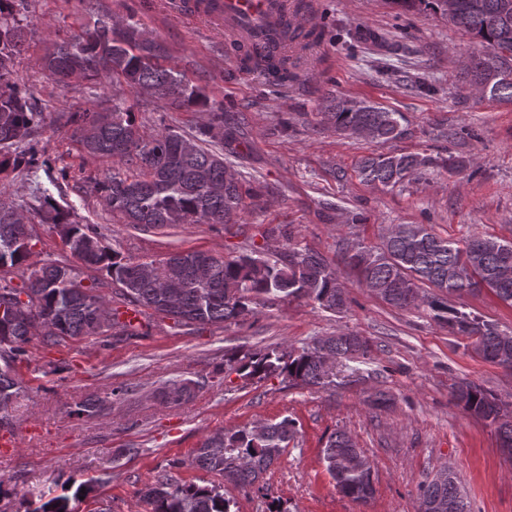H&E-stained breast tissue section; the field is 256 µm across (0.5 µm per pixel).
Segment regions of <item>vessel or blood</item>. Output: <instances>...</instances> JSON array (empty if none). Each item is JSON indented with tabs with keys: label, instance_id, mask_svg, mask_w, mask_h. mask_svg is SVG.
<instances>
[{
	"label": "vessel or blood",
	"instance_id": "vessel-or-blood-1",
	"mask_svg": "<svg viewBox=\"0 0 512 512\" xmlns=\"http://www.w3.org/2000/svg\"><path fill=\"white\" fill-rule=\"evenodd\" d=\"M180 12L204 15L224 24L227 42L237 43L253 54L276 57L288 41L284 22L288 0H176Z\"/></svg>",
	"mask_w": 512,
	"mask_h": 512
}]
</instances>
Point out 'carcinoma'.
Masks as SVG:
<instances>
[{
  "label": "carcinoma",
  "mask_w": 512,
  "mask_h": 512,
  "mask_svg": "<svg viewBox=\"0 0 512 512\" xmlns=\"http://www.w3.org/2000/svg\"><path fill=\"white\" fill-rule=\"evenodd\" d=\"M390 2L405 11L430 9L479 39L484 52L468 59L469 83L490 82L493 100L512 103V0H456L452 15L448 0ZM28 5L29 0H0V173L31 171L39 167L43 152L33 138L42 113L32 109L26 85L12 78L15 56L29 33ZM286 37L289 52L263 68L268 78L280 83L297 77V62L316 33L289 26ZM168 59L167 47L148 36L129 14L100 19L93 28L54 43L42 67L51 78L68 70L85 81L104 76L115 87L125 82L157 102L209 113L208 122L189 133L167 126L149 139L136 124V104L118 92L109 107L71 114L69 122L78 134L89 126L99 128L93 139L79 138L84 152L116 162L112 173L92 179L88 188L105 198L119 221L143 231L173 224H235L243 204L240 180L227 177L230 165L220 153L231 143L224 136V106L212 105L199 87L168 65ZM321 114L344 135L368 129L371 139L385 143L403 133L400 113L338 95L325 98ZM436 166L460 170L465 160L453 155L438 160L417 153H372L361 160L359 173L367 183L395 188ZM34 214L41 223L52 225L80 266L53 261L30 268ZM346 260L382 301L401 310L426 308L449 333L470 340L481 358L512 369V335L448 305L450 294L484 288L512 306V276L502 278L503 267L512 270V241L473 235L455 242L437 236L429 224H399L378 247L351 242ZM157 261L168 265L165 278L138 273L140 266ZM157 261L120 256L105 243L103 233L73 220L45 190L29 202L0 201V269L14 271L21 279L15 285L13 279L0 277V409L17 394L13 367L26 354L31 337L38 335L44 344L54 345L110 330L136 335V327L120 321L95 285L82 284L84 268L106 273L122 303L142 314H162L180 326L236 321L262 301L305 298L338 313L349 301L336 272L308 248L293 247L285 259L257 250L232 258L183 251ZM23 293L24 302L19 299ZM369 351L365 337L340 334L317 337L299 350L233 351L225 355V365L245 379L281 376L293 386L325 388L336 385L338 368ZM453 397L495 429L501 448L512 449V413L492 394L461 381L453 387ZM297 434L296 421L289 417L266 422L259 433L247 425L222 429L194 450L191 465L244 491L260 492L261 475ZM322 460L339 493L359 502L372 498L371 464L349 435L331 433ZM440 473L444 478L419 485L417 512H471L456 477L446 468ZM62 490L59 495L52 488L39 492L40 505L32 512H72L71 500L88 496L93 486L68 480ZM141 493L152 512H235L236 501L225 496L221 485L183 483L169 470L159 472Z\"/></svg>",
  "instance_id": "1"
}]
</instances>
